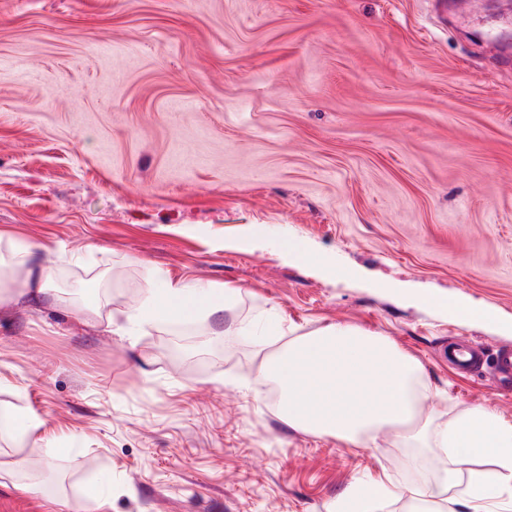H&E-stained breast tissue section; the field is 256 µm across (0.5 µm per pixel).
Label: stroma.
Listing matches in <instances>:
<instances>
[{"instance_id": "1", "label": "stroma", "mask_w": 512, "mask_h": 512, "mask_svg": "<svg viewBox=\"0 0 512 512\" xmlns=\"http://www.w3.org/2000/svg\"><path fill=\"white\" fill-rule=\"evenodd\" d=\"M512 30L507 0H0V231L52 243L70 306L0 311V512H332L357 481L410 490L445 463L389 430L369 448L295 430L260 362L277 314L389 337L424 368L423 418L512 421ZM305 250L285 253L289 242ZM240 288L230 332L169 319L128 336L156 275ZM459 295L495 323L418 302ZM110 301L111 325L84 319ZM251 333L240 332L239 323ZM484 352L461 373L450 338ZM60 446L71 454L55 455ZM38 452L33 493L8 473ZM495 365L499 372L497 386L504 394L512 391V349L500 348L495 355ZM40 425L37 417L30 414L27 408L14 405L2 412L0 408V434L24 438ZM111 486L112 479L109 476L88 484L70 512H96L105 503Z\"/></svg>"}]
</instances>
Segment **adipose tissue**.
Instances as JSON below:
<instances>
[{"label":"adipose tissue","mask_w":512,"mask_h":512,"mask_svg":"<svg viewBox=\"0 0 512 512\" xmlns=\"http://www.w3.org/2000/svg\"><path fill=\"white\" fill-rule=\"evenodd\" d=\"M53 256L51 246L0 233V293L10 300L62 306L52 285ZM238 294L235 288L204 291L161 275L129 308L126 324L139 327L185 314L218 324ZM257 379L274 384L280 413L294 429L365 448L380 430L391 427L401 442L421 443L449 460L471 462L464 494L472 512L512 495V422L481 407L445 426L423 419L419 404L429 394L423 367L386 336L330 325L292 339L265 358Z\"/></svg>","instance_id":"ef3b65f1"}]
</instances>
